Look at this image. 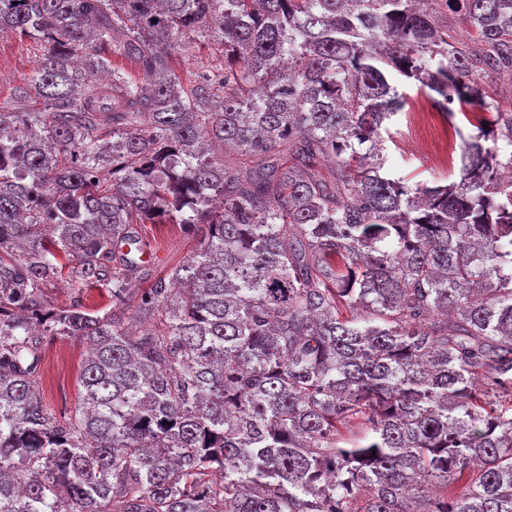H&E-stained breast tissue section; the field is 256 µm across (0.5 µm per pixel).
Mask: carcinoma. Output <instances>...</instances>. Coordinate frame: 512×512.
<instances>
[{
    "label": "carcinoma",
    "instance_id": "1",
    "mask_svg": "<svg viewBox=\"0 0 512 512\" xmlns=\"http://www.w3.org/2000/svg\"><path fill=\"white\" fill-rule=\"evenodd\" d=\"M189 32L224 65L187 82ZM0 35L44 44L0 109V512H512V113L479 82L512 0H0ZM398 76L483 111L459 180L382 173ZM142 224L207 231L159 274ZM438 22L446 28L448 26V32L462 40L469 47H481V42H479L475 34L468 35L466 33L465 24L458 14L449 10L444 11V13L438 17ZM84 351L82 342L70 338L46 339L43 344L44 402L60 420L81 405L79 378Z\"/></svg>",
    "mask_w": 512,
    "mask_h": 512
}]
</instances>
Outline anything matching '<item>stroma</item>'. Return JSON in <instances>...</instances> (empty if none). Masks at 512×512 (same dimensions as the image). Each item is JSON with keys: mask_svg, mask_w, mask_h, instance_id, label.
<instances>
[{"mask_svg": "<svg viewBox=\"0 0 512 512\" xmlns=\"http://www.w3.org/2000/svg\"><path fill=\"white\" fill-rule=\"evenodd\" d=\"M183 44L180 62L188 75L223 61L217 47L200 34L189 35ZM40 55L35 41L0 35V106L13 105L17 87L22 86ZM398 89L406 94L407 103L387 124V170L412 187L458 180L459 165L452 162L448 150L460 145L463 137L475 134V127L462 115L449 118L435 109L414 82H400ZM139 234L145 249L160 254L157 268L161 271L181 264L201 241L200 234L178 224H144ZM84 351L82 342L70 338L48 339L43 344L41 388L44 402L55 417L70 415L81 404L79 378Z\"/></svg>", "mask_w": 512, "mask_h": 512, "instance_id": "35a3bbf8", "label": "stroma"}]
</instances>
